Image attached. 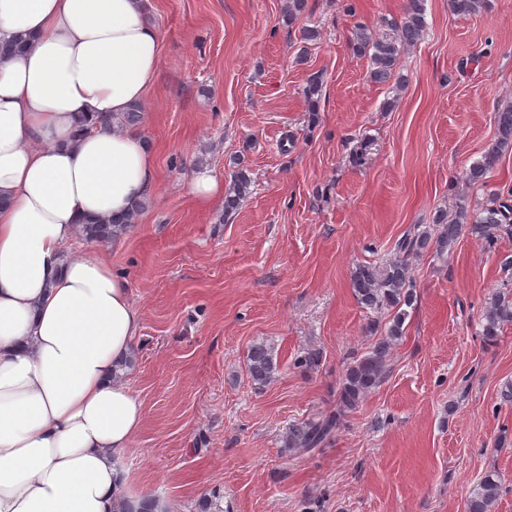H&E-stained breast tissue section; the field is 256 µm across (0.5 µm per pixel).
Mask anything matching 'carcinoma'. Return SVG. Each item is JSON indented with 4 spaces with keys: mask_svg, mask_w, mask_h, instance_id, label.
Here are the masks:
<instances>
[{
    "mask_svg": "<svg viewBox=\"0 0 512 512\" xmlns=\"http://www.w3.org/2000/svg\"><path fill=\"white\" fill-rule=\"evenodd\" d=\"M488 7V0H448V9L458 15H470ZM389 34L379 37L368 26L358 23L350 40L353 53L369 57L371 78L378 83L391 80L401 84L399 72L402 53L416 46L426 32L425 0H407L403 17L387 23ZM512 151V107L497 113V137L481 161L466 172L464 180L469 185L485 186L486 176L502 154ZM232 183L224 190V213L236 211L241 200L249 193L251 177L244 160H232ZM141 207L134 206L123 218L96 220L82 225L81 234L100 243L128 231L137 222ZM434 232L427 230L408 233L395 245L394 256L383 264H362L351 276V288L358 302L366 309L379 313L385 309L395 311L386 326L385 336L363 357L351 363L345 373L339 394L340 412L351 411L380 386L387 374V361L391 345L404 334L406 308L416 300L411 260L435 249L443 254L453 249L464 227L478 237L484 246L493 247L498 237L512 236V188L493 190L474 210L460 206L453 213L440 211L434 216ZM482 336L489 342L499 336L506 325H512V292L492 295L483 313ZM275 364L271 352L262 344L251 347L248 355V372L258 387L271 380ZM340 416L307 421L292 426L288 431L290 448L312 451L321 446L339 428ZM500 481L494 473L483 475L478 488L467 500L465 512H492L499 496Z\"/></svg>",
    "mask_w": 512,
    "mask_h": 512,
    "instance_id": "carcinoma-1",
    "label": "carcinoma"
}]
</instances>
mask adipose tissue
I'll return each instance as SVG.
<instances>
[{"instance_id": "ef3b65f1", "label": "adipose tissue", "mask_w": 512, "mask_h": 512, "mask_svg": "<svg viewBox=\"0 0 512 512\" xmlns=\"http://www.w3.org/2000/svg\"><path fill=\"white\" fill-rule=\"evenodd\" d=\"M0 512H121L122 458L144 419L112 378L138 336L128 283L66 253L82 221L157 185L138 131H80L142 103L162 41L143 0H0Z\"/></svg>"}]
</instances>
